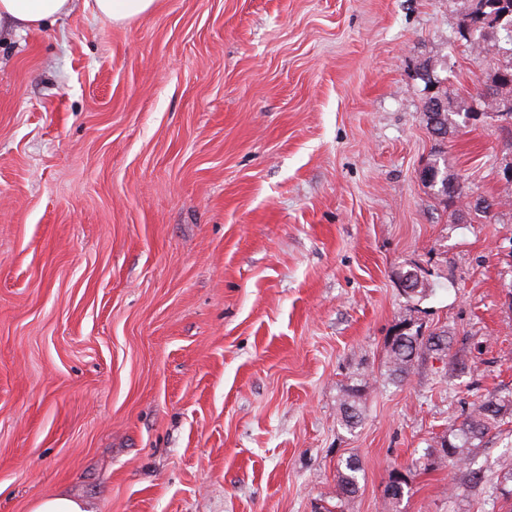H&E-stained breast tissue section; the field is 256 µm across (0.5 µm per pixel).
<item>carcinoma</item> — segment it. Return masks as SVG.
I'll return each mask as SVG.
<instances>
[{
  "mask_svg": "<svg viewBox=\"0 0 512 512\" xmlns=\"http://www.w3.org/2000/svg\"><path fill=\"white\" fill-rule=\"evenodd\" d=\"M485 10L472 16L465 14L464 27H474L476 36L471 40V49L476 56L498 55L502 48L499 43L491 42L485 38V30L506 31V37L512 43V14L504 16L509 9L512 0L508 4L501 5V0H482ZM504 16V19L497 26H492V16ZM490 81L498 84V91L503 98L512 100V59L499 66L490 78ZM427 170L430 182L427 187L435 191L439 196L447 200L454 198L452 194H445L441 190L443 181V169L440 168L439 159L435 158L427 163ZM407 340L389 349L388 368L391 380H402L409 373L417 355L415 352H438L449 349L450 341L446 332L431 333L427 337L419 336V332L406 333ZM366 381L357 380L350 388V400L342 405L341 415L343 425L353 429L361 421V406L358 399L362 395ZM512 415V399L506 398H483L477 397L472 403L466 417L456 428L448 431V434L440 440V462L452 467L468 464L469 450L476 440H482L492 430L501 426L504 419ZM362 471L359 461L348 457L338 462L336 467V505L333 508H324V512H347L349 505L359 489V474ZM408 481L405 476L398 479H389L384 492V505L393 510L394 504L404 496Z\"/></svg>",
  "mask_w": 512,
  "mask_h": 512,
  "instance_id": "cac0c4a2",
  "label": "carcinoma"
}]
</instances>
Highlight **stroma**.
<instances>
[{
	"label": "stroma",
	"instance_id": "35a3bbf8",
	"mask_svg": "<svg viewBox=\"0 0 512 512\" xmlns=\"http://www.w3.org/2000/svg\"><path fill=\"white\" fill-rule=\"evenodd\" d=\"M466 8L157 0L115 23L75 0L0 37V512H318L350 456L349 512H383L396 467L399 512H492L512 418L470 466L435 452L512 396V135L424 116L499 64L458 39ZM436 157L467 207L424 184ZM406 317L451 346L393 382ZM366 384L367 382L363 379L357 380L356 384L352 385L349 389V397H351L352 400L345 401L342 405V422L343 425L350 430L357 427L361 421L362 410L357 399H360L363 388ZM32 512H96L93 506L69 495H55L37 502Z\"/></svg>",
	"mask_w": 512,
	"mask_h": 512
}]
</instances>
